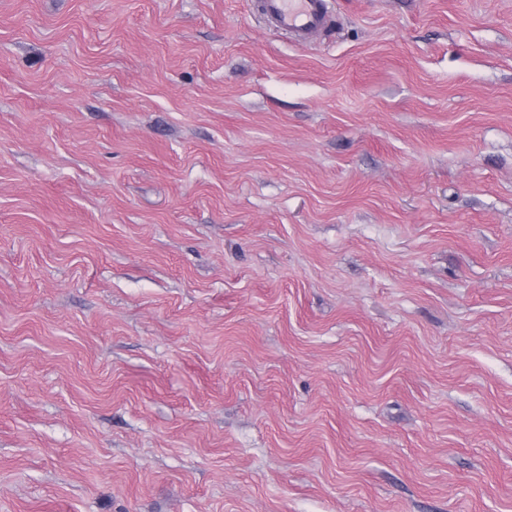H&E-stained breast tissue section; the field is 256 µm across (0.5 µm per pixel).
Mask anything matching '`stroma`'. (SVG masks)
<instances>
[{
  "instance_id": "1",
  "label": "stroma",
  "mask_w": 512,
  "mask_h": 512,
  "mask_svg": "<svg viewBox=\"0 0 512 512\" xmlns=\"http://www.w3.org/2000/svg\"><path fill=\"white\" fill-rule=\"evenodd\" d=\"M0 0V512H512V0ZM258 8L273 29L299 43L326 31L333 21L329 0H259Z\"/></svg>"
}]
</instances>
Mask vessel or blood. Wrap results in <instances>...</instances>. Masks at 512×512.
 <instances>
[{"label": "vessel or blood", "instance_id": "1", "mask_svg": "<svg viewBox=\"0 0 512 512\" xmlns=\"http://www.w3.org/2000/svg\"><path fill=\"white\" fill-rule=\"evenodd\" d=\"M258 8L273 29L299 43L326 31L333 21L329 0H259Z\"/></svg>", "mask_w": 512, "mask_h": 512}]
</instances>
